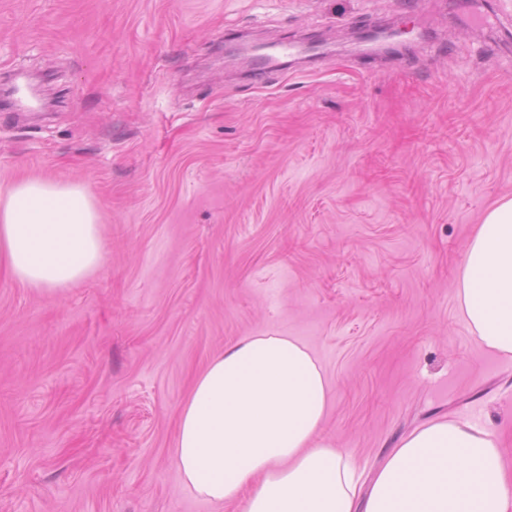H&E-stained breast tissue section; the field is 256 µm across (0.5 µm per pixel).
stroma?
<instances>
[{"mask_svg":"<svg viewBox=\"0 0 512 512\" xmlns=\"http://www.w3.org/2000/svg\"><path fill=\"white\" fill-rule=\"evenodd\" d=\"M372 24L394 52L358 55ZM20 72L51 106L0 100V186H84L106 263L55 301L0 269V512H245L183 484L176 418L264 334L320 361L318 440L364 479L438 418L512 463V356L457 299L512 198V0H0ZM301 51L302 49L295 45H277L272 52H268L261 57L258 68L256 70V75L263 76L268 71H271L280 66L281 58L284 55L298 54Z\"/></svg>","mask_w":512,"mask_h":512,"instance_id":"stroma-1","label":"stroma"}]
</instances>
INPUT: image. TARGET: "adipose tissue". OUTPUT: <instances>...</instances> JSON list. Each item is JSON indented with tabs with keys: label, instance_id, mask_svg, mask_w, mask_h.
<instances>
[{
	"label": "adipose tissue",
	"instance_id": "adipose-tissue-1",
	"mask_svg": "<svg viewBox=\"0 0 512 512\" xmlns=\"http://www.w3.org/2000/svg\"><path fill=\"white\" fill-rule=\"evenodd\" d=\"M101 213L82 186L49 178L0 190V262L57 298L104 262ZM488 349L512 355V199L496 203L467 246L458 290ZM332 390L291 336H247L196 378L177 417L174 461L186 486L246 512H512V466L494 434L438 420L402 438L359 484L348 454L318 442Z\"/></svg>",
	"mask_w": 512,
	"mask_h": 512
}]
</instances>
